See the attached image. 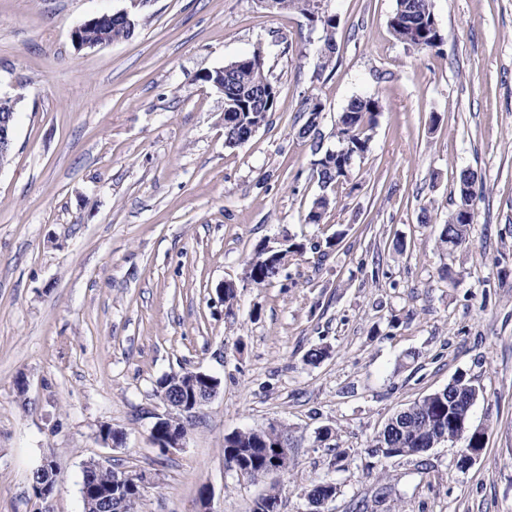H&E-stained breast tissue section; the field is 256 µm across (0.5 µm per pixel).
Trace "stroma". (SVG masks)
I'll use <instances>...</instances> for the list:
<instances>
[{"instance_id":"obj_1","label":"stroma","mask_w":512,"mask_h":512,"mask_svg":"<svg viewBox=\"0 0 512 512\" xmlns=\"http://www.w3.org/2000/svg\"><path fill=\"white\" fill-rule=\"evenodd\" d=\"M431 4L437 52L393 37L396 0H326L337 57L322 72L321 28L257 0H0V93L19 100L0 170V512H37L30 475L49 452L50 512H83L89 461L146 475L136 512H197L204 491L211 512H253L273 487L277 512H309L322 479L337 487L323 512H512V0ZM121 10L131 38L75 49V27ZM258 47L276 109L228 147L202 75ZM357 96L384 105L359 188L305 223L318 187L302 105L323 104L332 147ZM463 169L484 188L449 254L437 238ZM287 236L306 246L287 278L250 283L255 249ZM186 369L220 388L163 453L157 383ZM461 374L479 462L458 467L461 439L372 454L397 409ZM271 422L288 428L287 471L228 468L225 436ZM104 424L121 445L99 442Z\"/></svg>"}]
</instances>
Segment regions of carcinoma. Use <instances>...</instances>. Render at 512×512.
<instances>
[{
    "mask_svg": "<svg viewBox=\"0 0 512 512\" xmlns=\"http://www.w3.org/2000/svg\"><path fill=\"white\" fill-rule=\"evenodd\" d=\"M279 11H297L308 21L319 24L323 31L318 69L326 71L333 66L336 50V20L319 13L318 0H277ZM392 35L400 42L417 50H438L444 38L436 24L431 0H396V7L389 19ZM112 42L125 40L134 34L122 20L111 21L105 29ZM277 85L271 80L266 60L250 55L242 63L224 65V142L228 147L241 146L266 124L267 114L274 111L277 100ZM322 112V104L307 100L303 113L308 120L298 129V137L310 139L317 133L318 123L309 116ZM383 112V103L377 97H355L349 101L336 125V148L321 149L315 141L312 178L317 182L316 194L308 209L305 221L320 224L325 219L339 194L357 190L353 179V161L363 156L370 147L372 134ZM477 175L465 169L458 176V199L442 225L439 247L448 252L460 249L467 240L473 224V204L476 197ZM305 244L288 239L281 248L267 254L255 250L248 261L251 266L250 280L257 286L270 285L279 280L286 266L303 254ZM185 370L164 377L159 381L160 393L172 397L186 396L193 385ZM475 399L471 381L460 375L448 386L424 396L422 399L398 410L386 423L374 440L373 448L386 458L413 456L426 451L440 437L453 441L458 439L455 420L461 418L470 401ZM289 437L288 428L271 424L260 429L236 431L224 438V459L233 470L245 467L252 477L262 474L267 461V452L280 440ZM85 478L104 491L112 488L124 489L128 496L127 512H134L140 498L135 487L138 476L118 471L110 466L89 462Z\"/></svg>",
    "mask_w": 512,
    "mask_h": 512,
    "instance_id": "1",
    "label": "carcinoma"
}]
</instances>
